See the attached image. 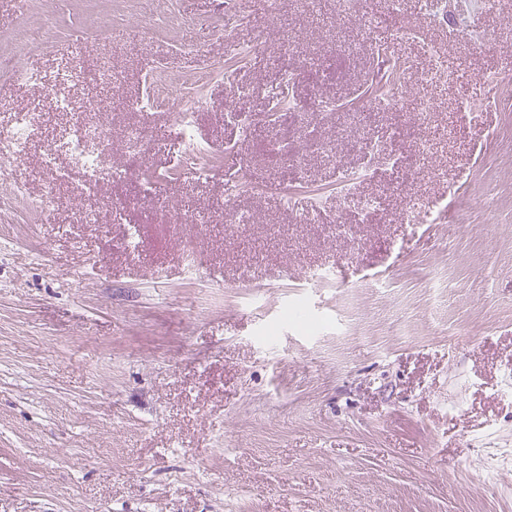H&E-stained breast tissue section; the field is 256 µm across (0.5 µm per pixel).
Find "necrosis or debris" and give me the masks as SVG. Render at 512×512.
Instances as JSON below:
<instances>
[{
	"mask_svg": "<svg viewBox=\"0 0 512 512\" xmlns=\"http://www.w3.org/2000/svg\"><path fill=\"white\" fill-rule=\"evenodd\" d=\"M55 41L53 30L32 8H25L24 18L14 38L10 53L0 55V76L40 89L48 97L56 112L69 115L72 123L67 129L48 140L41 162L50 177L40 194L28 196L18 178L27 158L32 135L40 123L41 115L34 109L14 111L8 127L0 129V211L30 210L41 215L51 212L55 204L56 186L64 181L70 170H78L81 179L73 187V197L78 200V221L82 224L102 223L100 211L93 202L106 182L120 181L124 172L113 166L110 149L112 126L101 120V107L79 111L76 101L68 92L69 87L91 82L92 75L81 66H73L60 73L54 85H45L30 55L34 49L48 46ZM183 110L178 124L186 142L194 150L180 161V168L191 177L204 179L210 176L212 165L209 150L200 145L193 124L196 102L182 99Z\"/></svg>",
	"mask_w": 512,
	"mask_h": 512,
	"instance_id": "4bbe7bcc",
	"label": "necrosis or debris"
}]
</instances>
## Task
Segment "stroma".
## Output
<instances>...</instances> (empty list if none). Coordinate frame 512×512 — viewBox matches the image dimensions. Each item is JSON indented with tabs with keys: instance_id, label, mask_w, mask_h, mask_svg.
Listing matches in <instances>:
<instances>
[{
	"instance_id": "35a3bbf8",
	"label": "stroma",
	"mask_w": 512,
	"mask_h": 512,
	"mask_svg": "<svg viewBox=\"0 0 512 512\" xmlns=\"http://www.w3.org/2000/svg\"><path fill=\"white\" fill-rule=\"evenodd\" d=\"M36 2L56 42L34 63L101 75L85 94L111 110L126 176L97 204H122L125 222L76 223V171L52 222H0V512H512V0L432 17L420 0H356L352 16L337 0H164L155 31L130 41L119 24L78 46L113 0ZM435 50L501 83L499 99L422 83ZM158 64L202 103L208 182L176 171L174 139L127 152L125 126L175 123L178 100L133 108ZM229 71L249 89L246 131L224 119ZM416 94L435 109L421 133ZM68 122L43 112L31 191ZM373 131L401 165L368 156ZM310 137L324 149L286 164L279 145ZM149 169L206 228L142 203ZM348 188L380 198L366 223L341 209ZM410 198L431 220L407 222ZM233 211L251 223L229 231Z\"/></svg>"
}]
</instances>
